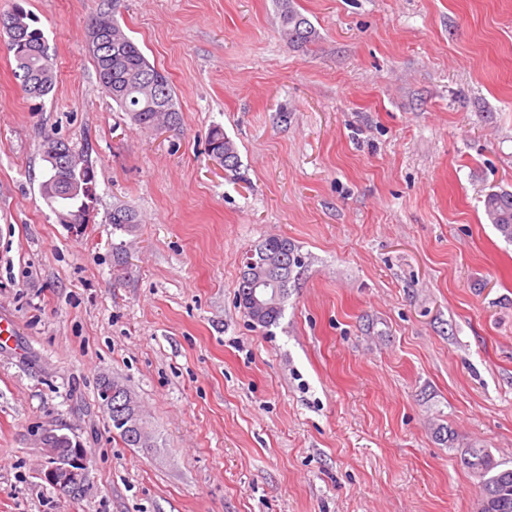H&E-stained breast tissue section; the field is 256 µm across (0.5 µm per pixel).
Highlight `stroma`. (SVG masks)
<instances>
[{"label": "stroma", "instance_id": "1", "mask_svg": "<svg viewBox=\"0 0 512 512\" xmlns=\"http://www.w3.org/2000/svg\"><path fill=\"white\" fill-rule=\"evenodd\" d=\"M290 2L315 44L283 40L277 0H0L36 19L58 84L27 97L0 38V512H478L459 449L512 466V243L483 208L512 190V0ZM104 13L179 125L101 92ZM216 125L238 171L208 153ZM50 137L94 167L77 229L40 194ZM272 236L301 265L265 328L237 293ZM104 377L148 446L113 428ZM47 428L86 450L77 498L42 476ZM102 380V379H101ZM97 386V392L99 394L100 398V404L103 408V411L109 415V418L112 420V426L119 430L120 436L123 438V440L128 445L133 446H145L147 444L146 439L143 438L139 441L136 437H131L130 434L126 431H121L122 426L123 429H127L130 431H135L139 433L141 436L143 433V423H142V416H141V410L139 407V403L133 399L131 396H128V399L125 400L123 407L125 408V411L123 414H121L119 417H116L115 423L119 426H116L113 424V418H112V403L113 406L119 405L123 403V398H125L128 395V392H131L127 387L123 388L120 392V396L113 398L112 401V391L115 387H118L116 383L112 382V379H107L103 381L102 386L100 388V382ZM100 388V391H99ZM132 393V392H131Z\"/></svg>", "mask_w": 512, "mask_h": 512}]
</instances>
